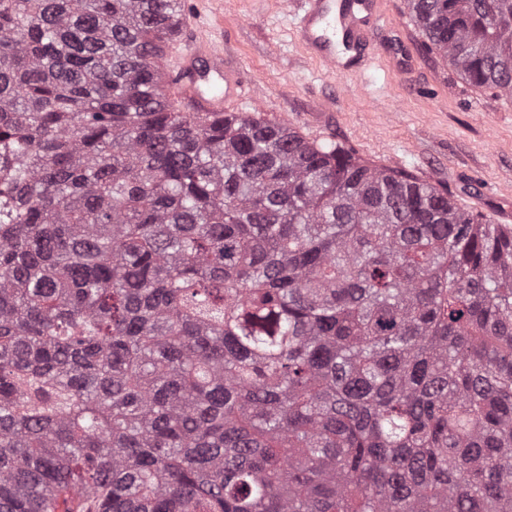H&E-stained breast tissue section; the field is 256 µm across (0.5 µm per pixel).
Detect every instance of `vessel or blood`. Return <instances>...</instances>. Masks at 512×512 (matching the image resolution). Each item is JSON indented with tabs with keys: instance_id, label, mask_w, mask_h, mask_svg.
<instances>
[{
	"instance_id": "1",
	"label": "vessel or blood",
	"mask_w": 512,
	"mask_h": 512,
	"mask_svg": "<svg viewBox=\"0 0 512 512\" xmlns=\"http://www.w3.org/2000/svg\"><path fill=\"white\" fill-rule=\"evenodd\" d=\"M380 0H298L299 37L309 54L336 71L365 61L375 28L386 24ZM183 31L169 45L165 93L187 112H228L253 99L254 83L244 79L224 51L201 33L197 20L183 13Z\"/></svg>"
}]
</instances>
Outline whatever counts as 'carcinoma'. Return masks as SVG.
<instances>
[{"label":"carcinoma","mask_w":512,"mask_h":512,"mask_svg":"<svg viewBox=\"0 0 512 512\" xmlns=\"http://www.w3.org/2000/svg\"><path fill=\"white\" fill-rule=\"evenodd\" d=\"M512 98V0H406ZM178 0H0V512H512V226L164 96Z\"/></svg>","instance_id":"cac0c4a2"}]
</instances>
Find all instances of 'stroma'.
I'll use <instances>...</instances> for the list:
<instances>
[{"label":"stroma","instance_id":"stroma-1","mask_svg":"<svg viewBox=\"0 0 512 512\" xmlns=\"http://www.w3.org/2000/svg\"><path fill=\"white\" fill-rule=\"evenodd\" d=\"M204 34L257 76L256 111L311 140L335 141L374 166L448 189L462 209L512 225V99L465 84L429 51L405 0H383L415 68L381 57L336 73L311 57L293 15L276 0H189Z\"/></svg>","mask_w":512,"mask_h":512}]
</instances>
